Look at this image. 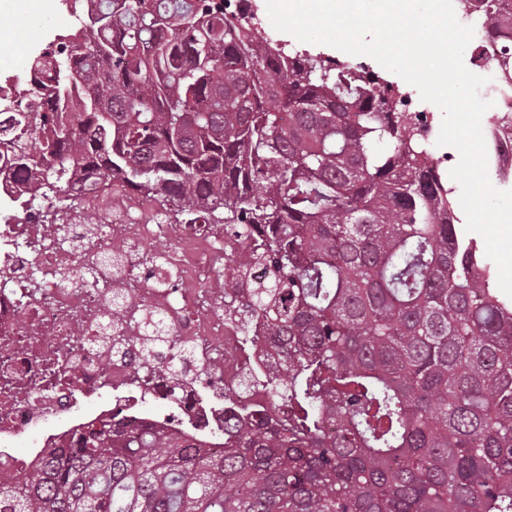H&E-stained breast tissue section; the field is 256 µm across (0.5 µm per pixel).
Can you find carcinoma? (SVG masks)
Here are the masks:
<instances>
[{
    "label": "carcinoma",
    "mask_w": 512,
    "mask_h": 512,
    "mask_svg": "<svg viewBox=\"0 0 512 512\" xmlns=\"http://www.w3.org/2000/svg\"><path fill=\"white\" fill-rule=\"evenodd\" d=\"M70 9L80 27L28 63L50 83L0 95L13 164L59 203L79 182L224 225V319L246 343L262 320L288 363L244 372L271 400L234 408L224 450L117 409L1 486L0 512H512V305L393 84L286 49L250 0ZM144 320L138 363L181 375L190 349Z\"/></svg>",
    "instance_id": "carcinoma-1"
}]
</instances>
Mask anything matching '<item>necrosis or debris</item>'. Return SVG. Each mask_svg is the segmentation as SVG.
Listing matches in <instances>:
<instances>
[{"instance_id":"1","label":"necrosis or debris","mask_w":512,"mask_h":512,"mask_svg":"<svg viewBox=\"0 0 512 512\" xmlns=\"http://www.w3.org/2000/svg\"><path fill=\"white\" fill-rule=\"evenodd\" d=\"M452 2L474 28L466 67L488 77L494 102L481 120L488 176L512 189V80L494 61L499 46L484 38L491 19L477 0ZM31 197L22 179L0 182V483L24 482L45 449L68 447L119 407L131 424L190 431L221 449L225 402L269 400L264 388L239 389L241 370L282 364L267 336L242 347L224 320L223 225L147 224L143 208L118 201L117 223L83 224L77 210L53 213ZM159 237L175 245L164 256L177 271L166 288L155 287L160 264L144 249ZM118 293L125 302L114 310ZM147 311L165 315L172 338L193 349L183 376L113 352V337H139Z\"/></svg>"}]
</instances>
